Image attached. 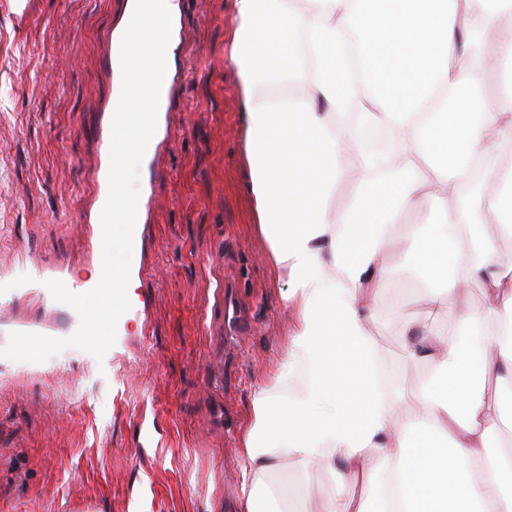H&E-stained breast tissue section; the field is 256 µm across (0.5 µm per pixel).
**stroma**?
Instances as JSON below:
<instances>
[{
	"label": "stroma",
	"instance_id": "35a3bbf8",
	"mask_svg": "<svg viewBox=\"0 0 512 512\" xmlns=\"http://www.w3.org/2000/svg\"><path fill=\"white\" fill-rule=\"evenodd\" d=\"M125 2L35 0L24 25L16 0H0V273L11 278L59 259L93 274L80 219L91 133L110 94L102 34ZM181 13L186 37L169 64L185 77L151 215L149 323L116 369L73 347L41 363L0 358V512H239L254 393L283 363L295 312L253 227L236 76L224 60L229 0H182ZM387 263L393 278L368 330L407 394L429 367L405 348L404 258ZM226 285L254 316V334H222ZM142 425L157 429V443L138 447ZM307 483L316 512L362 492L317 470Z\"/></svg>",
	"mask_w": 512,
	"mask_h": 512
}]
</instances>
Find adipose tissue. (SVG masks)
Masks as SVG:
<instances>
[{
    "instance_id": "ef3b65f1",
    "label": "adipose tissue",
    "mask_w": 512,
    "mask_h": 512,
    "mask_svg": "<svg viewBox=\"0 0 512 512\" xmlns=\"http://www.w3.org/2000/svg\"><path fill=\"white\" fill-rule=\"evenodd\" d=\"M224 37L237 76L247 192L267 258L286 274L295 309L287 358L253 398L244 437L240 512H270L266 483L282 457L364 480L374 500L324 512H512V261L480 233L481 186L512 238V38L497 22L512 0H232ZM496 73L494 97L483 75ZM361 109V128H388L394 161L344 152L336 118ZM360 174L344 211L332 207L346 166ZM464 188L456 207L425 193L427 175ZM428 224L402 225L410 210ZM422 274L433 323L454 318L480 281L486 309L464 340L417 337L419 315L399 316L410 356L430 365L397 413L368 333L370 305L387 286L382 256L397 237ZM501 390L485 400L482 385ZM501 448L490 454L491 436Z\"/></svg>"
}]
</instances>
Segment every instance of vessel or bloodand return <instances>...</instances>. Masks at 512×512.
<instances>
[{
	"label": "vessel or blood",
	"instance_id": "b4317fda",
	"mask_svg": "<svg viewBox=\"0 0 512 512\" xmlns=\"http://www.w3.org/2000/svg\"><path fill=\"white\" fill-rule=\"evenodd\" d=\"M121 40V35H107V53L103 60V70L106 76L111 85L117 87L122 84ZM180 80L181 74L179 71L167 70L160 95L157 128L143 159L146 178L138 202L133 237V252L137 257V263L129 272V279L133 282H147L154 267L149 237V217L155 202V185L162 177V171L157 164V160L171 147L168 138V127L170 114L176 102V88ZM117 105V100L113 99L108 102L94 131L96 151L99 157V165L95 171L97 191L90 204L92 214L85 217L84 223L87 228L90 258L96 264L102 261V226L99 214L102 212L109 195L112 119ZM50 280L63 282L70 291L77 294L89 292L93 288L92 282L78 278L75 270L69 269L68 265L62 261L52 267H37L28 281L7 284L5 290L0 291V304L11 305L35 298L49 306V310L43 318L24 322V332L44 336L58 330L61 312L58 307L51 304L53 296L46 286L47 281Z\"/></svg>",
	"mask_w": 512,
	"mask_h": 512
}]
</instances>
